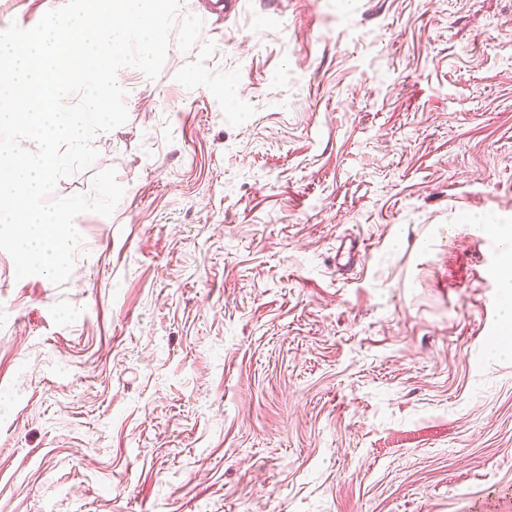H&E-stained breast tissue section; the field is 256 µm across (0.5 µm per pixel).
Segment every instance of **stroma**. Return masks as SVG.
Instances as JSON below:
<instances>
[{
    "label": "stroma",
    "mask_w": 512,
    "mask_h": 512,
    "mask_svg": "<svg viewBox=\"0 0 512 512\" xmlns=\"http://www.w3.org/2000/svg\"><path fill=\"white\" fill-rule=\"evenodd\" d=\"M180 13L68 281L0 251V512H512V0ZM486 224H474L482 232L497 235L504 242V256L506 259L505 267L508 269L506 275L502 279L501 288L503 292L502 301V320L507 326L512 325V233H508L507 229L501 224H492L493 222L485 221ZM510 260V261H509Z\"/></svg>",
    "instance_id": "obj_1"
}]
</instances>
